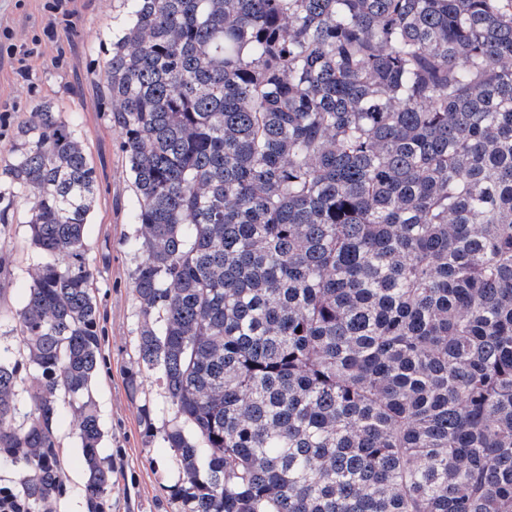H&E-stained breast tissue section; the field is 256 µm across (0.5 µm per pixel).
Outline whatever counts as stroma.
Here are the masks:
<instances>
[{
  "mask_svg": "<svg viewBox=\"0 0 512 512\" xmlns=\"http://www.w3.org/2000/svg\"><path fill=\"white\" fill-rule=\"evenodd\" d=\"M74 27L61 32L62 22L46 0H0V31L10 30L15 44H32L35 54L26 68L6 57L0 42V112L11 123L25 119L34 105L52 102L71 120L94 165L99 191L86 226L85 251L96 272L102 363L93 388L106 431L102 454L112 463V485L103 501L106 512H182L173 495L182 481L173 451L163 440L174 414L155 373L138 360L139 304L130 274L143 261L134 240L135 196L121 151V134L105 114L106 86L102 72L112 35L123 21L125 0H71ZM56 38H47L49 28ZM26 204L0 232V312L18 307L29 286L25 273L33 254L24 222ZM60 442L62 490L55 512H89L83 493L81 450L75 437L74 414L61 407L54 423Z\"/></svg>",
  "mask_w": 512,
  "mask_h": 512,
  "instance_id": "obj_1",
  "label": "stroma"
}]
</instances>
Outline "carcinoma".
<instances>
[{
	"label": "carcinoma",
	"instance_id": "obj_1",
	"mask_svg": "<svg viewBox=\"0 0 512 512\" xmlns=\"http://www.w3.org/2000/svg\"><path fill=\"white\" fill-rule=\"evenodd\" d=\"M127 2L104 83L184 512H512V0ZM0 179L34 248L0 461L51 512L67 404L97 508L96 169L42 102Z\"/></svg>",
	"mask_w": 512,
	"mask_h": 512
}]
</instances>
